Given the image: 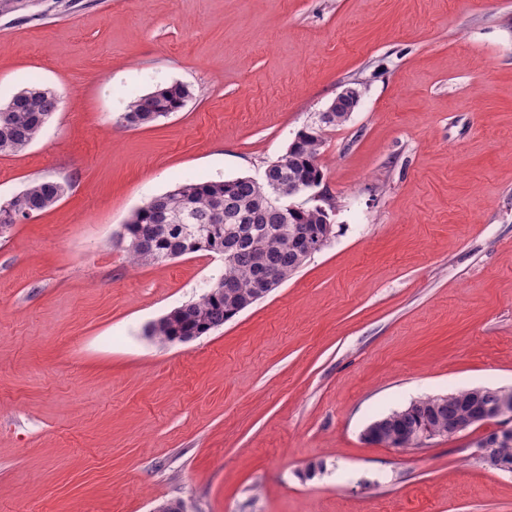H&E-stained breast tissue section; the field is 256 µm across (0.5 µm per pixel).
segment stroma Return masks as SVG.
Segmentation results:
<instances>
[{
	"instance_id": "stroma-1",
	"label": "stroma",
	"mask_w": 512,
	"mask_h": 512,
	"mask_svg": "<svg viewBox=\"0 0 512 512\" xmlns=\"http://www.w3.org/2000/svg\"><path fill=\"white\" fill-rule=\"evenodd\" d=\"M174 82L181 111L119 123ZM35 83L61 104L0 155V203L66 191L0 233V512H512L484 428L362 436L512 387V0H29L0 14V102ZM347 86L319 155L327 245L219 330L146 336L224 262L130 263L131 212L262 179ZM64 190V186L59 182L43 180L29 184L19 193H22L24 196L25 206L37 216L51 208L56 203L57 197L62 195ZM36 216H33L31 213L27 214L26 218L19 215V222L28 221ZM480 388L481 387H474L469 391V395L467 394L468 389H463L453 392L449 398L445 395L427 396L411 402L407 407L414 405V408L417 410L415 413H407L388 422L389 430L396 435L404 437L408 447L402 448L405 446L403 442L395 444L389 442L380 445L401 451L409 448H419L420 444L417 441V433L426 429L428 426L441 427L448 425V428L443 429L439 435L443 437L468 432L477 423L476 419L466 418L475 414V411L472 410L474 403L469 401V397L473 402L477 403L481 394ZM444 396L446 398H444ZM455 418L466 419L448 422V420Z\"/></svg>"
}]
</instances>
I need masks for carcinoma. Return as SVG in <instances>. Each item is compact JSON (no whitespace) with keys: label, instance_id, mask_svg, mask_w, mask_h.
Masks as SVG:
<instances>
[{"label":"carcinoma","instance_id":"cac0c4a2","mask_svg":"<svg viewBox=\"0 0 512 512\" xmlns=\"http://www.w3.org/2000/svg\"><path fill=\"white\" fill-rule=\"evenodd\" d=\"M24 98L8 100V128L0 130V154L25 149L42 131L60 103V96L47 88L25 89ZM189 88L172 83L129 100L120 121L129 127L153 123L183 109ZM346 106L335 108L334 118L316 121L298 132L300 141L288 151L283 168L269 166L265 181L248 177L222 181H188L152 197L136 209L123 225L122 237L134 263H154L206 251L224 259V275L207 286L198 299L187 302L153 322L146 335L161 344L179 336H202L224 326L259 300V276L266 270L289 277L325 243L332 233L329 209L316 205L291 209L287 199L322 181L318 165L324 128L346 121ZM64 186L55 181H37L22 190L24 204L39 215L51 208ZM224 212L221 224H209L215 209ZM191 215L197 224L211 225L203 236L186 238L178 231L181 218ZM415 413L389 421V430L419 447L417 433L429 426H445L455 418L471 417L473 403L467 390L449 397L427 396L412 402Z\"/></svg>","mask_w":512,"mask_h":512}]
</instances>
